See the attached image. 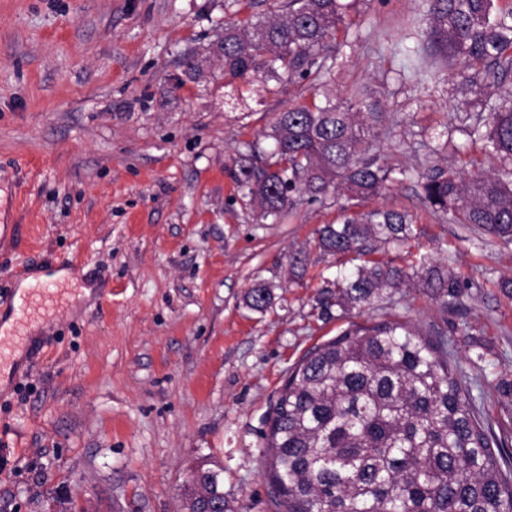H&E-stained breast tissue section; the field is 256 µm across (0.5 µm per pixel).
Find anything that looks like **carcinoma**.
Listing matches in <instances>:
<instances>
[{"label":"carcinoma","mask_w":512,"mask_h":512,"mask_svg":"<svg viewBox=\"0 0 512 512\" xmlns=\"http://www.w3.org/2000/svg\"><path fill=\"white\" fill-rule=\"evenodd\" d=\"M268 11L244 25L224 24L214 51L224 78L248 82L310 80L312 101L277 114L274 148L242 155L232 179L258 217L277 223L296 206L343 197L337 224L316 230L321 252L366 255L367 243H404L412 235L406 210H352L383 195L394 169L372 151L385 106L363 89L342 96L331 87L340 25L359 0H268ZM426 37L456 73L460 92L481 101L484 114L462 132L498 161L464 176L448 166L412 172L422 201L456 224L512 241V91L489 94L512 75V2L424 0ZM417 84L437 71L413 50ZM419 278L435 299L457 298L461 276L421 260L400 267L366 261L336 268L315 297L318 316L370 309L388 290ZM248 306L271 304L270 285L256 282ZM264 435L267 468L286 512H512V452L477 418L440 330L382 320L354 324L311 349L282 386ZM224 469L200 466L189 483L185 512H224Z\"/></svg>","instance_id":"carcinoma-1"}]
</instances>
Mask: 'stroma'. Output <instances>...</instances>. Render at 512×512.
<instances>
[{
  "label": "stroma",
  "instance_id": "stroma-1",
  "mask_svg": "<svg viewBox=\"0 0 512 512\" xmlns=\"http://www.w3.org/2000/svg\"><path fill=\"white\" fill-rule=\"evenodd\" d=\"M422 11L363 0L334 75L337 91L386 104L375 149L395 168L431 165L422 133L479 108L451 76L397 83ZM224 20V0H0V316L15 314L22 278L82 268L25 314L26 334L0 337L20 353L0 386V512H181L206 461L224 469L226 512H279L262 455L280 388L310 349L370 318L447 330L475 413L512 448L498 389L512 380V243L432 214L415 181L393 184L385 203L415 216L412 236L372 244L370 259L425 254L472 288L445 303L415 280L372 314L318 318L338 260L314 232L340 210L258 223L227 172L310 95L228 84L210 51ZM259 280L272 291L262 313L245 303Z\"/></svg>",
  "mask_w": 512,
  "mask_h": 512
}]
</instances>
